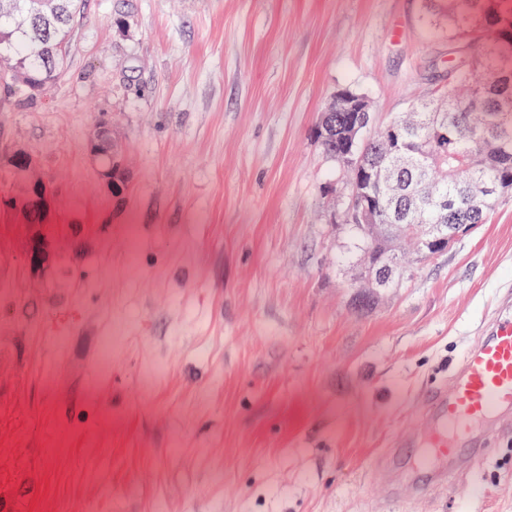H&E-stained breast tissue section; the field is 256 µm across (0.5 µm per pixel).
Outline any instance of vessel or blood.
Instances as JSON below:
<instances>
[{
	"instance_id": "b4317fda",
	"label": "vessel or blood",
	"mask_w": 512,
	"mask_h": 512,
	"mask_svg": "<svg viewBox=\"0 0 512 512\" xmlns=\"http://www.w3.org/2000/svg\"><path fill=\"white\" fill-rule=\"evenodd\" d=\"M438 420L419 465L480 453L500 415L512 410V306L502 305L448 384L426 396Z\"/></svg>"
}]
</instances>
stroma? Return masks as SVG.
<instances>
[{
    "label": "stroma",
    "instance_id": "1",
    "mask_svg": "<svg viewBox=\"0 0 512 512\" xmlns=\"http://www.w3.org/2000/svg\"><path fill=\"white\" fill-rule=\"evenodd\" d=\"M87 0L8 148L58 190L39 282L0 222V502L10 512H512V431L412 495L399 437L512 295V197L374 304L315 129L352 89L380 121L444 90L426 0ZM110 116L131 189L86 153ZM83 227L72 247L65 225Z\"/></svg>",
    "mask_w": 512,
    "mask_h": 512
}]
</instances>
